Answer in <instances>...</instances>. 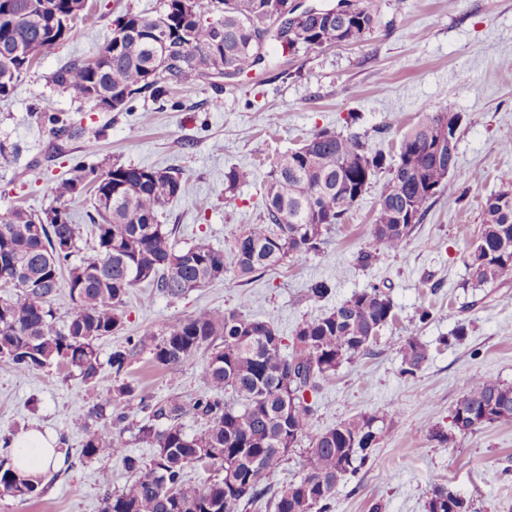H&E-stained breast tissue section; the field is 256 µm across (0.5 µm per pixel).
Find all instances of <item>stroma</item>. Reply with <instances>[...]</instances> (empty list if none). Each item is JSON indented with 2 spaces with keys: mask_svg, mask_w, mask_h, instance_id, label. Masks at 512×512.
I'll return each mask as SVG.
<instances>
[{
  "mask_svg": "<svg viewBox=\"0 0 512 512\" xmlns=\"http://www.w3.org/2000/svg\"><path fill=\"white\" fill-rule=\"evenodd\" d=\"M376 25L365 42L276 57L213 86L199 81L172 90L169 100L138 98L133 111L103 112L54 88L49 76L71 58L92 59L125 10L158 15L163 0H91L93 15L72 39L49 49L32 65L17 90L0 100V144L19 146L0 162V209L19 206L42 213L51 203L49 182L76 162L153 166L178 172L183 193L160 211L174 228L177 247L197 241L231 252L248 225L261 223L263 180L271 160L327 128L356 133L369 149L392 153L400 126L422 111L457 112L456 196L436 197L405 248L380 252L372 266L357 263L374 249L369 226L387 179L375 176L320 252L288 258L280 267L246 280L225 273L209 286L179 299L142 283L122 307L123 329L99 342L105 364L97 383L76 369L53 364L19 373L0 363V459L12 457L17 438L39 429L62 438L58 466L43 477L44 494L22 500L0 494V512H102L104 490L118 491L130 479L121 461L88 460L81 448L98 426L91 407L119 383L134 398H119L128 419L126 451L150 461L154 450L138 436L146 415L140 399L190 398L203 390V355L174 369L156 365L141 350L121 375L106 361L127 339L160 334L199 310H242L269 321L291 351L295 329L372 284H385L396 318L369 354L341 364L320 383L312 428L321 431L358 413L396 403L391 429L367 465L341 484L330 512H426L435 483L450 484L472 505L471 512H512V423L487 424L453 443L432 440V425L448 427V411L462 382L491 374L512 384V274L492 288H471L464 256L481 224L486 196L512 182V0H368ZM182 109H174L173 101ZM68 113L79 133L58 139L43 114ZM243 172L234 199H226L224 173ZM331 279L323 300L307 295L315 278ZM433 316L419 323L420 308ZM472 323L462 343L442 346L455 320ZM416 336L429 358L414 375L400 372L399 348Z\"/></svg>",
  "mask_w": 512,
  "mask_h": 512,
  "instance_id": "obj_1",
  "label": "stroma"
}]
</instances>
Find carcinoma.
<instances>
[{
  "label": "carcinoma",
  "mask_w": 512,
  "mask_h": 512,
  "mask_svg": "<svg viewBox=\"0 0 512 512\" xmlns=\"http://www.w3.org/2000/svg\"><path fill=\"white\" fill-rule=\"evenodd\" d=\"M288 0H164L162 13L126 11L112 20V36L96 61L74 58L60 66L51 82L89 103L112 96V112H130L149 94L166 99L175 86L189 85L215 71L236 78L266 63V43L281 56L301 49L359 44L375 20L367 5L351 12L303 11L294 16L283 39L269 28ZM91 16L88 0H0V98L12 95L33 63L69 39ZM462 117L426 110L401 134L394 156L372 154L355 134L329 129L270 166L264 185L263 223L251 224L235 239L233 269L251 277L290 256L317 253L344 216L383 169L388 179L380 193L369 235L388 252L404 249L431 200L456 184L447 168L448 140H457ZM57 137L78 133L60 113L48 116ZM184 190L180 177L148 166L74 164L66 177L47 186L52 203L40 214L21 207L0 209V268L19 271L21 287L0 296V361L18 372L38 371L54 361L79 371L94 383L102 364L98 342L123 329L124 297L147 282L178 299L224 275V252L206 242L179 249L173 230L157 221L159 210ZM91 192L94 253L78 257L79 227L67 202ZM40 231H30L33 220ZM469 283L493 286L512 272V185L486 197L481 224L466 253ZM69 297L68 320L57 321L55 304ZM332 291L327 279L312 281L308 295L324 299ZM395 317L390 295L373 284L352 294L329 312L299 324L292 351L270 322L239 311L201 310L150 335L117 348L108 363L120 375L144 348L154 361L177 367L199 351L208 353L202 380L205 391L185 400L172 396L148 402V420L140 437L155 448L142 464L123 448L117 426L123 422L107 394L91 413L100 424L86 435L87 459L117 457L132 478L120 491H105L102 512H234L241 502L264 499L272 477L288 453L309 441L298 480L266 501L274 512H329L338 484L357 473L386 433L381 412L361 413L336 426L312 433L315 393L320 380L370 352L380 331ZM223 344L215 343L216 337ZM401 373L413 375L428 360V350L409 337L399 350ZM461 435L489 423L512 422V384L493 375L464 380L451 409ZM192 415L205 429L188 435L182 419ZM165 423L164 428L156 422ZM216 468L217 477L198 485L184 478L190 466ZM0 490L22 499L42 495L41 481L0 462ZM427 512H471L448 484L433 487Z\"/></svg>",
  "instance_id": "cac0c4a2"
}]
</instances>
